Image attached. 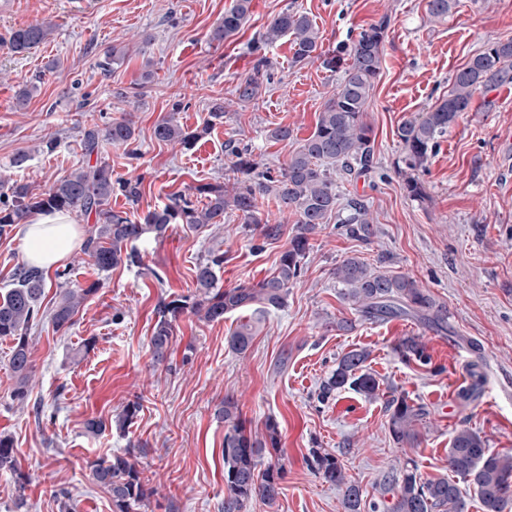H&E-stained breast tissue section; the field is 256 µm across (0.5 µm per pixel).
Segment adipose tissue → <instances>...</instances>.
I'll list each match as a JSON object with an SVG mask.
<instances>
[{
	"label": "adipose tissue",
	"instance_id": "adipose-tissue-1",
	"mask_svg": "<svg viewBox=\"0 0 512 512\" xmlns=\"http://www.w3.org/2000/svg\"><path fill=\"white\" fill-rule=\"evenodd\" d=\"M26 260L42 270L67 261L83 242L80 225L65 212L41 213L19 227Z\"/></svg>",
	"mask_w": 512,
	"mask_h": 512
}]
</instances>
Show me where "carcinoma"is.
Returning <instances> with one entry per match:
<instances>
[{"label":"carcinoma","instance_id":"carcinoma-1","mask_svg":"<svg viewBox=\"0 0 512 512\" xmlns=\"http://www.w3.org/2000/svg\"><path fill=\"white\" fill-rule=\"evenodd\" d=\"M250 5L251 0H233L232 6L224 11L223 21L211 31L210 40L222 43L236 36L248 21ZM455 5L456 0H428L427 9L431 17L443 19ZM389 26L388 17L380 18L363 29L352 46L326 61L332 68L344 66L343 80L319 113L313 132L298 143L278 171L259 169L249 147L231 144V186L221 182L199 185L196 191L205 199L203 206L196 205L185 194L173 195L168 202L147 210L134 221L128 212L112 209L110 202L118 191L130 202H136L141 182L113 177L112 167L105 162L86 165L56 179L40 193L19 183L13 184L8 193L1 192L0 234L41 211L93 212L99 217V224L89 231L83 253L97 270L108 272L122 263L142 264L136 244L150 236L162 237L172 224H190L201 229L224 223L230 213L254 226L263 243L276 242L285 233L284 225L262 218L264 202L272 200L296 217L288 247L275 271L258 282L223 288L219 286L218 273L224 266V254L210 252L195 268L194 295L159 301L158 319L149 342L154 362L164 364L170 358L174 325L181 316L189 313L210 323L250 310L252 314L241 320L228 338L232 351L245 353L262 318L270 310L285 306L288 289L300 278L312 248L311 236L333 219L351 237L367 240L374 234L367 204L349 198L339 205L336 176L351 178L374 166L372 129L363 121V114L380 73ZM52 30L49 22L17 29L11 32L6 47L13 53H23L45 42ZM282 37L290 38L293 45L292 63H307L319 57L318 29L309 15L298 9L279 14L252 45L256 59L251 75L236 86L239 102L249 104L258 98L269 76V61L259 54L261 45ZM511 85L512 38L498 39L472 55L456 72L447 95L401 123L397 130L403 147L399 163L406 170L403 190L409 197L425 198L424 186L413 172L423 167L461 114L471 110L475 93ZM154 136L161 142L191 147L202 132L163 118L157 122ZM105 143L120 146L131 156L139 155L135 127L128 118L102 127L93 124L83 128L81 147L85 155L99 153ZM332 275L340 298L357 306L361 316L368 320L411 317L437 331L448 329L447 306L406 273L382 271L358 256H348L336 265ZM13 277L14 287L0 299V338L13 342V398L22 403L28 397L33 371L28 330L40 314L45 280L41 271L24 265L16 269ZM96 292L95 282L64 289L52 313L56 330L70 329L84 301ZM399 350L408 358L425 359L424 347L415 336L402 340ZM370 356L366 348H353L342 354L336 368L319 386L318 398L325 401L345 389L368 399L379 398L381 384L368 369ZM386 404L394 441L416 443L417 425L425 415L424 409L393 392ZM215 414L225 426L223 512H244L247 502L256 495L269 504L275 503L283 478L281 467L270 461L279 446L277 424L268 421L263 435L248 431L237 400L229 395ZM311 468L323 481L342 490L343 512H362L363 492L347 478L344 463L335 454L312 449ZM0 470L15 475L17 496L13 510L25 512L27 477L19 470L12 439L1 435ZM91 471L94 481L109 494L112 512H139L153 495V490L144 484L137 456L130 449L94 461ZM448 471L473 488L482 512H504L512 502V453L492 451L479 433L467 427L456 430L449 443ZM369 508L371 512H465L466 502L454 480L446 475L424 479L413 464L389 476L380 490V499L371 502Z\"/></svg>","mask_w":512,"mask_h":512}]
</instances>
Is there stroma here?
<instances>
[{
	"mask_svg": "<svg viewBox=\"0 0 512 512\" xmlns=\"http://www.w3.org/2000/svg\"><path fill=\"white\" fill-rule=\"evenodd\" d=\"M232 2L0 0V192L19 182L39 193L86 165L82 129L126 114L139 157L106 143L98 159L114 175L140 180L141 195L134 204L114 194L113 209L139 216L172 192L223 181L230 141L251 147L261 167H282L290 148L269 140L268 130L287 125L296 139L307 138L342 80L325 59L386 16L381 75L364 114L375 166L339 184L342 198L368 204L376 233L351 238L330 223L315 234L285 308L269 311L246 353L227 343L237 316L207 323L186 314L175 324L173 355L160 366L149 351L160 299L192 295L194 269L212 250L224 253L223 287L259 281L274 271L286 241L253 248L248 228L231 216L200 230L174 224L163 237L139 242V268L121 264L101 274L75 252L72 282L100 287L67 332L47 319L32 327L27 403L12 399V341L0 339V434L12 437L28 476V512H61L59 490L68 492L73 512H111L90 464L138 444L146 448L138 459L142 478L155 491L142 512H164L170 502L178 512H222L225 428L214 410L228 395L248 429L263 431L271 418L280 431L274 460L284 471L281 493L272 505L252 498L244 512H343L341 490L308 464L314 448L336 454L368 501L404 463L425 478L447 473L448 445L461 427L494 451L512 452V87L476 93L472 111L457 119L419 175L424 200L406 195L395 167L398 126L446 95L484 43L512 38V0H457L443 20L429 16L428 0H252L238 35L210 41ZM291 8L315 22L318 58L293 65L291 43L281 38L266 48L271 79L257 101L236 104L234 87L252 72L250 43ZM43 21L54 25L45 43L23 54L4 47L12 31ZM115 46L125 61L102 73ZM26 85L35 92L20 108L16 93ZM215 102L224 117L213 122ZM169 115L210 131L190 149L159 142L154 126ZM50 139L56 148L47 153L42 144ZM20 153L27 160L17 167ZM352 255L413 276L447 305V331L411 318L361 317L340 299L332 276ZM341 320L353 321L354 330H337ZM410 336L420 338L429 364L398 352ZM355 347L370 350L369 369L384 386L424 407L414 445L394 442L384 399L345 389L318 401L337 358ZM135 399L142 408L134 423L113 428ZM91 418L108 428L87 433Z\"/></svg>",
	"mask_w": 512,
	"mask_h": 512,
	"instance_id": "35a3bbf8",
	"label": "stroma"
}]
</instances>
